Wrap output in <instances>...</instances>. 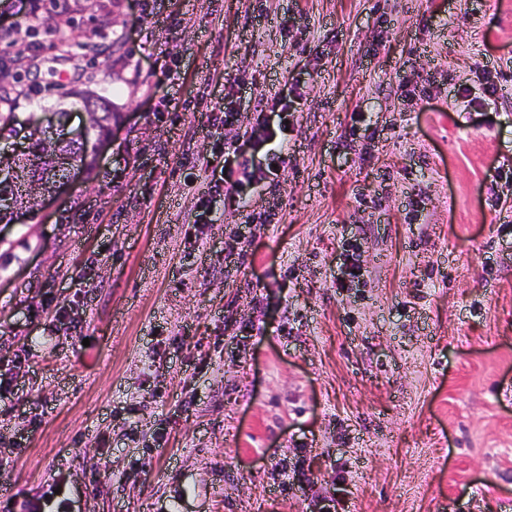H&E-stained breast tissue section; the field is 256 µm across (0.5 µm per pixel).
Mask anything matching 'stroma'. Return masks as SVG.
Masks as SVG:
<instances>
[{
	"label": "stroma",
	"instance_id": "35a3bbf8",
	"mask_svg": "<svg viewBox=\"0 0 512 512\" xmlns=\"http://www.w3.org/2000/svg\"><path fill=\"white\" fill-rule=\"evenodd\" d=\"M50 15L0 30L72 34L39 68L0 63L14 112L62 102L76 132L93 91L120 117L92 177L0 224V496L56 482L74 512H512V0ZM291 78L284 170L248 209L186 223L202 187L185 155L249 145L257 99ZM355 110L369 127L349 135ZM350 260L361 274L337 287Z\"/></svg>",
	"mask_w": 512,
	"mask_h": 512
}]
</instances>
